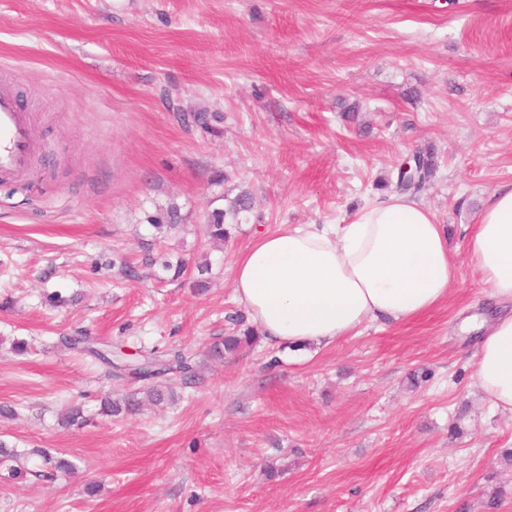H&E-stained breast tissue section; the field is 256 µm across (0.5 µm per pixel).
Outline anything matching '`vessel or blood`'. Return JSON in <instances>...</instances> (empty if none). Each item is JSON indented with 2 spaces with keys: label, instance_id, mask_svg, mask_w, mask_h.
<instances>
[{
  "label": "vessel or blood",
  "instance_id": "vessel-or-blood-1",
  "mask_svg": "<svg viewBox=\"0 0 512 512\" xmlns=\"http://www.w3.org/2000/svg\"><path fill=\"white\" fill-rule=\"evenodd\" d=\"M44 150L35 114L21 105L11 86L0 84V180L34 177Z\"/></svg>",
  "mask_w": 512,
  "mask_h": 512
}]
</instances>
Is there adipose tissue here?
Returning a JSON list of instances; mask_svg holds the SVG:
<instances>
[{"label":"adipose tissue","instance_id":"obj_1","mask_svg":"<svg viewBox=\"0 0 512 512\" xmlns=\"http://www.w3.org/2000/svg\"><path fill=\"white\" fill-rule=\"evenodd\" d=\"M467 259L497 300L512 303V184L493 189L467 236ZM456 260L431 210L392 194L345 224L261 235L236 260L233 284L268 345L329 346L366 322L405 321L446 301ZM476 384L512 413V315L484 330Z\"/></svg>","mask_w":512,"mask_h":512}]
</instances>
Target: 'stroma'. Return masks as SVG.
<instances>
[{
	"instance_id": "obj_1",
	"label": "stroma",
	"mask_w": 512,
	"mask_h": 512,
	"mask_svg": "<svg viewBox=\"0 0 512 512\" xmlns=\"http://www.w3.org/2000/svg\"><path fill=\"white\" fill-rule=\"evenodd\" d=\"M0 82L47 146L0 185V439L25 469L0 465V512H512V414L477 387L469 326L499 308L466 259L512 183V0H0ZM419 151L435 166L412 197L457 260L448 302L303 354L212 356L256 236L346 223ZM244 190L252 211L211 242L208 211ZM173 208L183 231L153 227ZM148 255L209 262L207 288L151 276ZM80 328L102 350H182L195 375L136 380L68 349Z\"/></svg>"
}]
</instances>
